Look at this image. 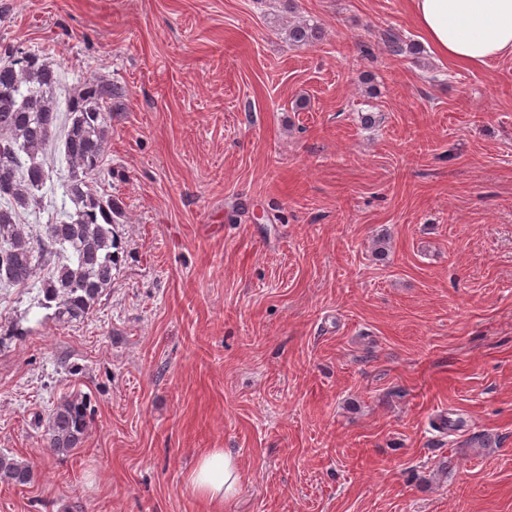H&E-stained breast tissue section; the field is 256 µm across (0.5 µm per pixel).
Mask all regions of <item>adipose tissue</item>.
<instances>
[{
	"label": "adipose tissue",
	"mask_w": 512,
	"mask_h": 512,
	"mask_svg": "<svg viewBox=\"0 0 512 512\" xmlns=\"http://www.w3.org/2000/svg\"><path fill=\"white\" fill-rule=\"evenodd\" d=\"M414 21L441 57L480 67L512 55V0H412ZM236 460L221 448L201 454L191 475L195 492L213 501L239 488Z\"/></svg>",
	"instance_id": "ef3b65f1"
}]
</instances>
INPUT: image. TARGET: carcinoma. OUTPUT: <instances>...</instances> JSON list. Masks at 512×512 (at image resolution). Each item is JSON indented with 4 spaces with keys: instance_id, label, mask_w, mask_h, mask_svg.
Segmentation results:
<instances>
[{
    "instance_id": "carcinoma-1",
    "label": "carcinoma",
    "mask_w": 512,
    "mask_h": 512,
    "mask_svg": "<svg viewBox=\"0 0 512 512\" xmlns=\"http://www.w3.org/2000/svg\"><path fill=\"white\" fill-rule=\"evenodd\" d=\"M288 42L312 45L321 31L305 21L288 26ZM59 71L35 52L0 66V286L35 293L37 307L59 323L87 317L120 263L121 242L114 224L122 217L119 199L101 192L92 177L103 172L112 127L108 101L121 96L115 84L84 80L66 102L62 154L67 175L61 182L63 208L44 224L25 229L19 210H46L44 188L52 168L38 160L55 136ZM92 422L90 401L81 393L61 398L43 431L47 447L66 456L81 446ZM34 466L0 452V481L26 487Z\"/></svg>"
}]
</instances>
